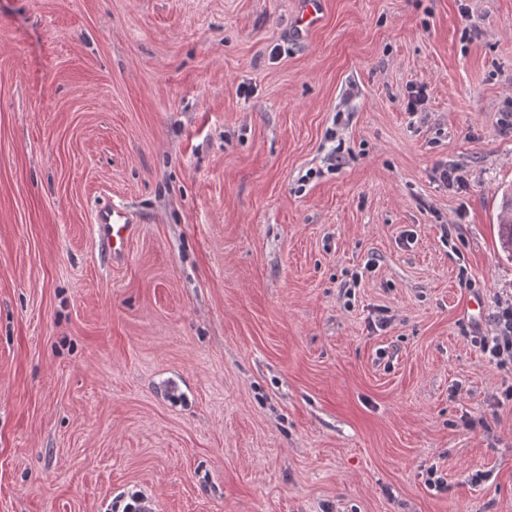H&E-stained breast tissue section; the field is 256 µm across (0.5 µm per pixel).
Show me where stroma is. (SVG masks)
<instances>
[{"label": "stroma", "instance_id": "stroma-1", "mask_svg": "<svg viewBox=\"0 0 512 512\" xmlns=\"http://www.w3.org/2000/svg\"><path fill=\"white\" fill-rule=\"evenodd\" d=\"M298 2L0 0V512H512V0ZM321 20V0H303L301 12L296 23L300 33L316 27ZM499 225V244L502 252L512 256V188L501 192L497 216ZM94 224L100 244L112 255V262L123 260L135 233L134 221L129 211L116 204L101 208L95 213ZM500 308L491 333L480 336L479 347L490 363L502 367L512 364V300Z\"/></svg>", "mask_w": 512, "mask_h": 512}]
</instances>
